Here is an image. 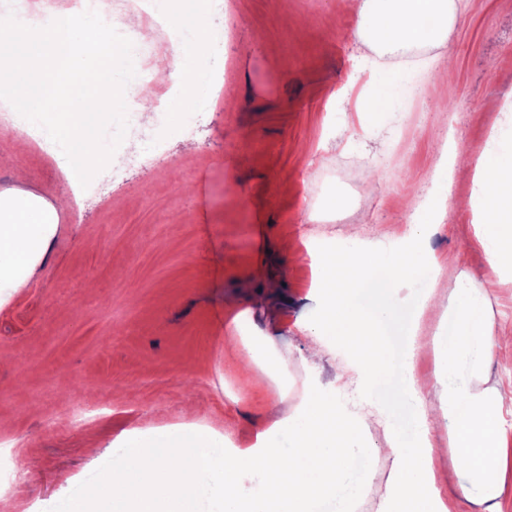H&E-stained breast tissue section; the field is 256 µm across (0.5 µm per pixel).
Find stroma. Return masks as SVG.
Wrapping results in <instances>:
<instances>
[{
    "label": "stroma",
    "mask_w": 512,
    "mask_h": 512,
    "mask_svg": "<svg viewBox=\"0 0 512 512\" xmlns=\"http://www.w3.org/2000/svg\"><path fill=\"white\" fill-rule=\"evenodd\" d=\"M464 3L452 93L427 106L411 96L435 85L432 51L404 65L378 56L338 0H290L287 24L279 0H224L226 103L205 115L195 86L179 88L158 131L171 166L119 170L101 196H62L55 156L0 129V194L53 212L25 291L0 288V498L48 512L79 494L81 512H110L93 479L128 438L210 426L217 450L244 448L251 419L288 417L308 381L349 395L335 350L302 364L296 324L318 308L311 262H286L281 246L329 245L353 224L371 241L400 235L443 135L476 155L512 115V0ZM345 123L357 135L335 140ZM432 247L459 253L496 333L511 334L512 279L487 262L473 212L449 211ZM273 280L280 323L256 309L235 324L231 305L247 308ZM257 329L273 346L226 347Z\"/></svg>",
    "instance_id": "obj_1"
}]
</instances>
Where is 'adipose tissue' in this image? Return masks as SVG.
Listing matches in <instances>:
<instances>
[{
  "instance_id": "ef3b65f1",
  "label": "adipose tissue",
  "mask_w": 512,
  "mask_h": 512,
  "mask_svg": "<svg viewBox=\"0 0 512 512\" xmlns=\"http://www.w3.org/2000/svg\"><path fill=\"white\" fill-rule=\"evenodd\" d=\"M341 6L357 20L356 37L380 53L436 48V75L447 79L452 56L444 47L461 0H341ZM203 52L198 43L182 45L157 56L154 71L161 83H186ZM465 176L480 185L478 240L486 259L493 268L512 270V134L470 163H437L431 195L394 243L367 246L354 231L313 257L319 313L298 330L310 339L309 358L327 344L342 353L367 413L354 415L331 389H309L285 423V450L273 441L274 427L260 421L251 424L253 444L228 455L206 456V431L154 441L148 455L119 449L107 481L112 512H200L210 491L217 493L221 512H313L317 501L335 496L364 459L381 451L391 470L376 512H452L440 490L452 472L462 478L457 492L469 512H500L501 500L512 495V451L499 414L512 405V390L489 382L497 341L485 293L472 275L457 276L448 307L454 334L439 345V369L430 377L418 375L416 367L425 341L421 321L399 314L403 287L424 277L441 279L431 239L453 204V183ZM47 236L45 208L21 195L0 203V285L26 288L22 272ZM398 331L406 338L402 397L414 410L415 428L405 436L386 426L378 447L366 443L365 432L384 414L374 391L389 374V336ZM432 394L439 400L435 410L427 403ZM440 418L448 436L444 448L436 436Z\"/></svg>"
}]
</instances>
